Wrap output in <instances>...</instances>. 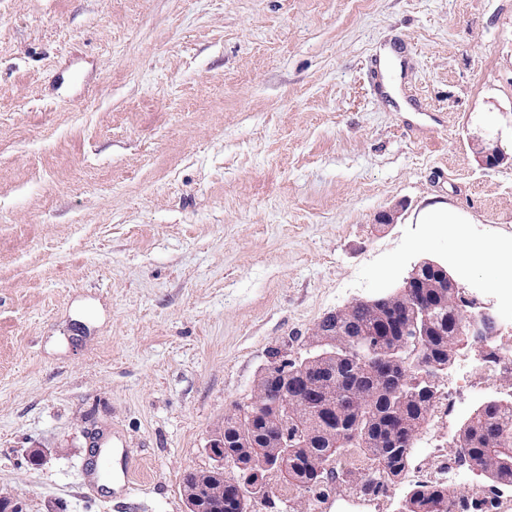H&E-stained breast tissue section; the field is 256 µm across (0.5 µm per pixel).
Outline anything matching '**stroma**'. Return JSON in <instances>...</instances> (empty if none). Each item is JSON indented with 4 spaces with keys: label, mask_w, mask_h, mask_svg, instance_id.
Here are the masks:
<instances>
[{
    "label": "stroma",
    "mask_w": 512,
    "mask_h": 512,
    "mask_svg": "<svg viewBox=\"0 0 512 512\" xmlns=\"http://www.w3.org/2000/svg\"><path fill=\"white\" fill-rule=\"evenodd\" d=\"M391 48L394 92L372 78ZM512 0H0V495L24 512H189L184 478L272 354L327 314L398 292L425 261L512 346V283L456 263L512 241ZM455 221L433 224L431 211ZM392 223H379L381 214ZM460 342L437 377L436 453L363 505L358 485L274 488L247 512H398L457 464L512 366ZM133 456L86 489L96 434ZM130 473L132 492L123 488Z\"/></svg>",
    "instance_id": "obj_1"
}]
</instances>
